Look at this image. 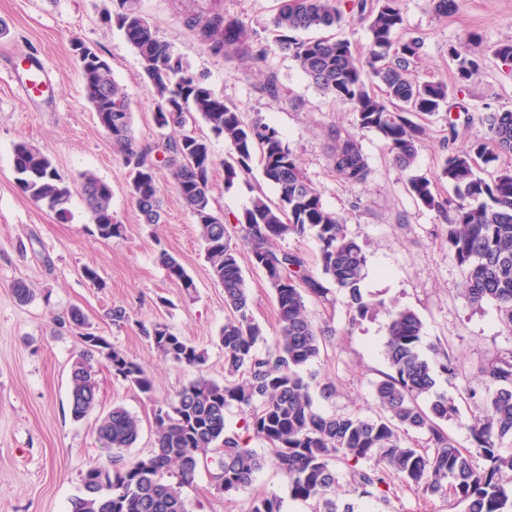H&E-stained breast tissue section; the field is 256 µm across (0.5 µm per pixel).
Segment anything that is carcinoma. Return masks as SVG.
<instances>
[{
  "instance_id": "1",
  "label": "carcinoma",
  "mask_w": 512,
  "mask_h": 512,
  "mask_svg": "<svg viewBox=\"0 0 512 512\" xmlns=\"http://www.w3.org/2000/svg\"><path fill=\"white\" fill-rule=\"evenodd\" d=\"M116 2L114 21L137 51L153 88L155 123L181 133L161 140L156 145L159 159L149 161L136 144L130 101L112 76V63L76 38L73 50L84 91L99 125L106 127L113 147L123 155L129 193L141 222L158 224L162 219L160 166L195 218L206 260L224 288L227 315L219 341L228 378L219 383L199 376L183 386L157 410L155 448L130 462L124 461V453L138 440V417L121 405L99 417L96 435L112 466L87 470L79 493L71 499V512H188L182 488L194 482L199 468L213 467V485L231 493L251 485L268 462L287 477L291 497L313 502L317 512H354L349 505L338 504L332 491L340 478L336 464L360 461L372 463L370 470L353 473L363 496L387 499L386 477L395 473L427 495H452L465 505V512H512V453L501 451L503 441L512 439V353L479 366L482 392L464 388L467 398H480L485 404V415L467 424L473 453L458 448L443 428V423L460 417V410L454 399L437 390V380L458 379L459 368L439 349L431 360L422 355V323L409 308L388 311L384 356L390 372L374 386L375 414L319 412L314 386L304 372L320 357L332 330L313 323L305 295L326 300L335 291L346 296L351 324L374 314L383 303L362 287L366 251L347 234L343 219L324 206L320 191L306 178L276 127L261 117L245 121L237 106L224 103L204 78L190 73L170 45L155 35L138 0ZM339 2L283 0L271 20L276 41L316 87L351 107L358 127L374 132L388 147L393 164L406 172L414 166L425 136V128L412 117L445 107L448 84L412 77L421 40L404 33L398 0H377L370 9L367 0H358L359 13H368L369 21L370 45L364 57L343 38L298 36L302 31L341 27L345 15ZM430 6L446 18L459 4L430 0ZM187 24L216 57L260 59L247 27L235 18L209 11L194 14ZM479 45L471 36L464 46L449 49L461 86L480 71ZM199 118L230 146L224 159L226 185L250 173L257 158L264 180L279 190L277 202L257 196L235 218L251 265L263 272L275 294L279 330L273 349L263 356L255 351L265 334L251 311L239 245L232 242L224 218L211 208L214 158L209 140L196 132ZM485 123L487 137L448 154L435 179L410 177L409 187L424 206L448 211V251L461 268L465 302L472 307L494 304L512 331V166L499 164L500 157L512 155V111L489 112ZM329 138L336 177L351 187L365 183L371 169L355 134L333 128ZM13 165L20 188L57 218H68L73 192L79 191L90 210L93 233L105 241L124 238V225L112 217L108 183L90 172L76 181L66 180L45 150L29 141L15 144ZM439 182L448 183L454 196L442 197ZM308 232L318 245L317 272L301 253L277 245L287 236ZM160 260L170 279L187 290L193 287L178 260L167 253ZM68 323L80 331L85 346L70 368L74 420L84 419L97 406L96 354L112 359L114 376L143 394L152 392L146 369L87 332L81 309H70ZM143 332L166 359L190 368L207 362L205 350L175 335L165 322L155 321ZM233 405L245 412L246 429L266 444V451L250 448L226 431L225 413ZM411 431L425 434L427 447L408 443ZM475 453L484 466H475ZM245 512H283V500L273 493L254 496Z\"/></svg>"
}]
</instances>
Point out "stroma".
Wrapping results in <instances>:
<instances>
[{
	"label": "stroma",
	"mask_w": 512,
	"mask_h": 512,
	"mask_svg": "<svg viewBox=\"0 0 512 512\" xmlns=\"http://www.w3.org/2000/svg\"><path fill=\"white\" fill-rule=\"evenodd\" d=\"M280 3L140 0V9L156 36L171 46L190 72L204 77L225 103L238 106L247 118L263 116L282 133L308 180L321 191L324 205L343 218L348 233L367 253L363 288L383 302L382 310L352 327L344 295H336L331 305L311 295L305 298L315 323L335 330L320 358L308 367L318 381L333 382L337 390L333 400H316L317 409L373 415L374 384L389 370L383 345L387 310L393 306L412 309L419 316L426 356H433L434 346H442L461 373L475 380L478 364L512 352V332L493 304L472 307L460 297L462 272L448 252L446 220L415 199L408 190V176L435 177L450 148H463L486 135V113L512 110V65L492 54L497 44L512 42V0H459L457 12L445 18L433 14L429 0H399L407 32L423 41L417 78L453 81L448 50L467 34L480 37L483 53L475 79L452 95L447 107L423 117L428 137L408 174L394 166L381 139L357 129L349 106L320 91L280 50L271 26ZM114 9L113 0H0V22L6 25L0 35V73H23L36 58L56 77L40 105L24 101L13 82L0 80V512H68L86 470L109 463L95 433L99 416L121 405L140 418V437L125 454L133 460L154 446L158 405L171 401L197 375L224 379V349L219 342L226 316L224 289L210 271L194 219L162 168V219L141 223L123 158L84 94L71 46L76 38L111 61L113 77L131 101L139 146L148 150L161 140L162 131L154 122L156 101L139 57L116 24L105 20ZM213 9L246 25L263 52L258 62L214 57L187 27L188 16ZM270 80L277 85L273 96L263 90ZM452 120L467 129L451 145L447 136ZM333 127L354 133L359 140L372 170L366 183L351 187L336 177L328 138ZM197 131L211 138L214 211L231 223L256 194L277 199V189L257 168L225 185L229 146L223 138L211 136L206 125H198ZM21 141L40 145L65 177L90 171L108 183L112 214L124 224V238L108 242L94 234L81 195H74L68 219L61 220L24 193L13 169V148ZM164 252L183 265L194 282L192 290L168 279L160 262ZM241 266L253 316L267 336L256 345L263 354L278 328L276 299L261 271L246 259ZM87 267L97 270L101 285L84 278ZM19 280L32 291L24 304L11 292ZM118 306L125 308L129 319L116 324L106 313ZM74 307L85 312L94 333L148 371L151 395L130 388L101 360L99 403L83 420L72 418L69 369L83 350L77 331L65 322ZM153 321L167 323L174 334L205 349L208 360L202 369L164 359L140 331L141 324ZM340 473L336 498L353 504L355 512H464L453 497L422 495L395 474L388 479L387 500L362 497L354 490L348 468ZM262 493L283 496L284 512H313L312 502L289 498L285 475L270 463L249 487L230 495L218 493L204 469L183 490L190 512H244L248 501Z\"/></svg>",
	"instance_id": "35a3bbf8"
}]
</instances>
